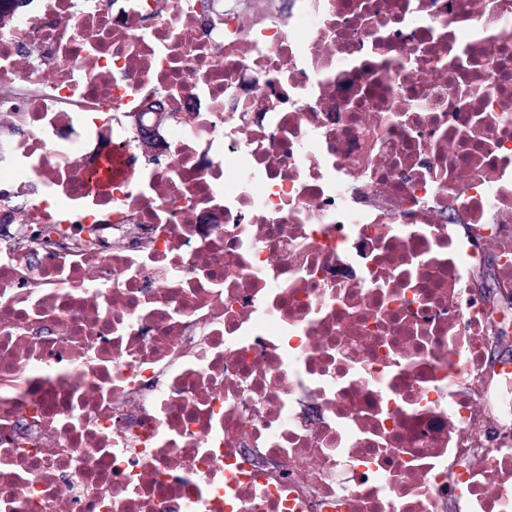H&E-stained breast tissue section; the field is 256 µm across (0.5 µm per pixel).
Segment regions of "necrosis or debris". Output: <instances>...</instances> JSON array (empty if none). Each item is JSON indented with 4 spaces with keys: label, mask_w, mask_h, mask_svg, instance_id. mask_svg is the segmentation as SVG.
Instances as JSON below:
<instances>
[{
    "label": "necrosis or debris",
    "mask_w": 512,
    "mask_h": 512,
    "mask_svg": "<svg viewBox=\"0 0 512 512\" xmlns=\"http://www.w3.org/2000/svg\"><path fill=\"white\" fill-rule=\"evenodd\" d=\"M272 2L0 0V512H512V0ZM155 114L157 119V127L159 123H161L167 117V112H165V109L161 105H158ZM156 127L153 129L142 128L138 131L139 140L147 152L157 153L162 150L163 145L158 132L156 131Z\"/></svg>",
    "instance_id": "obj_1"
}]
</instances>
